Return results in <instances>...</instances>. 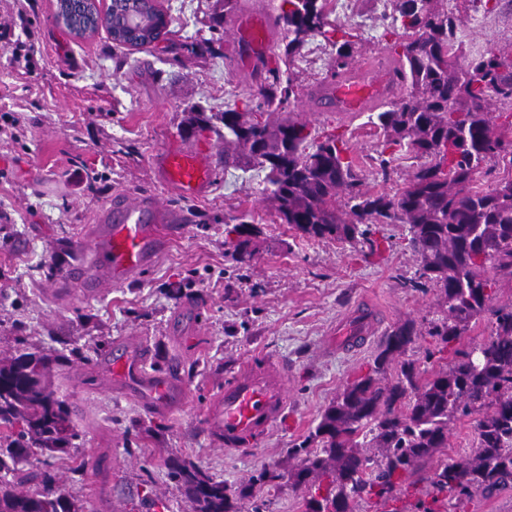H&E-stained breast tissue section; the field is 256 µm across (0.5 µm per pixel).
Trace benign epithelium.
I'll use <instances>...</instances> for the list:
<instances>
[{
	"instance_id": "1",
	"label": "benign epithelium",
	"mask_w": 512,
	"mask_h": 512,
	"mask_svg": "<svg viewBox=\"0 0 512 512\" xmlns=\"http://www.w3.org/2000/svg\"><path fill=\"white\" fill-rule=\"evenodd\" d=\"M155 0H111L112 37L131 47L165 42L168 20L154 9ZM97 0H58L55 21L85 36L101 28Z\"/></svg>"
}]
</instances>
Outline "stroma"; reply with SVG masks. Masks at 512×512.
I'll return each instance as SVG.
<instances>
[{
	"mask_svg": "<svg viewBox=\"0 0 512 512\" xmlns=\"http://www.w3.org/2000/svg\"><path fill=\"white\" fill-rule=\"evenodd\" d=\"M158 4L170 19L166 42L134 48L113 43L102 29L72 37L54 21L57 0H23L19 14L0 0V25L29 39L36 52L34 73L20 78L10 50L0 45V115L20 119L15 135L0 133V358L73 347L84 353L53 379L80 433L79 456L98 459V471L81 479L67 463L56 465L57 488L83 512H95L98 503L102 512H144L149 496L161 498L167 512H192L159 464L163 453L232 488H249L242 512H303L307 490L288 478L296 465L289 448L314 432L347 384L368 373L396 328L414 326L417 337L406 356L427 368L425 354L435 341L426 330L442 313L440 295L420 277L408 225L373 224L368 237L339 242L310 239L281 223L261 193L262 173L225 165L223 140L188 123L194 112L261 101L259 82L230 61V25L209 29L218 0ZM448 9L464 20L467 54L512 53V0H489L479 10L469 0H450ZM392 13V0H347L340 15L330 16L331 24L356 36L351 65L376 67L389 57ZM204 39L211 40L210 51L198 49ZM334 66L333 47L319 37L309 40L294 62L297 96L286 111L318 135L346 143L361 191L405 187L419 159L382 156L367 113L310 105L307 90L329 79ZM170 139L214 144L218 176L202 200H184L159 183L151 159ZM126 193L155 196L182 216L186 229L139 279L83 301L44 268L70 260L67 244ZM242 215L261 229L247 263L236 260L238 238L226 232ZM373 240L381 244L375 254ZM190 298L198 301L191 310L185 306ZM360 304L380 311L368 344L354 354L325 350L337 320ZM130 339L148 350V370L180 368L182 405L150 411L113 390L109 357ZM263 355L291 365L287 419L258 451L224 453L204 433V410L226 373ZM435 465L432 459L419 465L399 500L365 498L355 512H415V486ZM265 467L279 480L251 486Z\"/></svg>",
	"mask_w": 512,
	"mask_h": 512,
	"instance_id": "obj_1",
	"label": "stroma"
}]
</instances>
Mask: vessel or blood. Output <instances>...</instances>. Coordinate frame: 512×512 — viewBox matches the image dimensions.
I'll use <instances>...</instances> for the list:
<instances>
[{
    "label": "vessel or blood",
    "instance_id": "vessel-or-blood-1",
    "mask_svg": "<svg viewBox=\"0 0 512 512\" xmlns=\"http://www.w3.org/2000/svg\"><path fill=\"white\" fill-rule=\"evenodd\" d=\"M235 60L253 70L268 59L276 24L262 10H245L234 17ZM392 73L377 77L369 66L351 68L329 81L327 100L340 112L366 110L381 95L380 88L394 85ZM158 180L186 200L206 197L216 176L213 151L204 142L192 146L168 144L152 157ZM179 224L168 223L161 209L147 202L115 203L107 221L96 233L74 244L72 265L57 268L59 280L79 279L84 296L94 289L126 284L137 278L162 252L171 236L182 233ZM375 313L355 308L336 326V348L353 352L368 341ZM112 384L131 389L142 401L159 410L171 409L183 400L185 390L177 370L160 374L145 370L141 349L123 350L112 362ZM288 409V363L282 359L250 360L227 378L204 413L206 436L213 446L228 452H252L262 446L269 432L280 424Z\"/></svg>",
    "mask_w": 512,
    "mask_h": 512
}]
</instances>
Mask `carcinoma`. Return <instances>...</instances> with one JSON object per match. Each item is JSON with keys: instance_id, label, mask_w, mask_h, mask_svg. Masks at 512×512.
I'll use <instances>...</instances> for the list:
<instances>
[{"instance_id": "1", "label": "carcinoma", "mask_w": 512, "mask_h": 512, "mask_svg": "<svg viewBox=\"0 0 512 512\" xmlns=\"http://www.w3.org/2000/svg\"><path fill=\"white\" fill-rule=\"evenodd\" d=\"M441 0H395L393 29L407 38L394 42L397 77L410 98L381 101L369 123L396 146L427 162L394 194H367L342 139H318L307 124L285 116L275 122L262 111L227 109L202 124L224 140V166L265 172L262 193L276 204L282 223L313 239L352 241L362 224H407L409 245L420 259V277L440 292L444 316L430 321L432 359L453 350L454 358L430 377L404 359L390 382L388 365L405 354L415 332L401 326L386 337L370 372L348 384L324 411L315 432L289 455L298 460L290 474L296 486L326 482L325 494L304 499L305 512H354V503L372 495L387 499L419 462L447 447L448 431L461 416L474 417L476 449L468 457L440 460L418 502L438 512L439 496L465 500L512 485V305L490 309L497 275L512 278V178L489 191L474 187L483 168L499 162L490 152L506 136L489 118L497 100L512 104V56L488 49L455 67L463 52L458 37L463 18L438 7ZM279 18L286 43L278 65L260 86L265 103L283 105L296 96L291 66L305 42L321 36L336 50V69L348 66L353 42L338 36L323 0H282ZM255 227L240 220L237 258L251 257ZM492 311L488 339L470 352L452 349L472 320ZM70 356L23 353L0 359V512H79L58 492L54 466L71 453L76 428L60 436L57 422L71 420L66 401L53 388L54 367ZM320 447H312V443ZM165 464L190 501L193 512H241L246 490L235 491L200 468L173 458ZM24 485L31 486L27 491Z\"/></svg>"}]
</instances>
